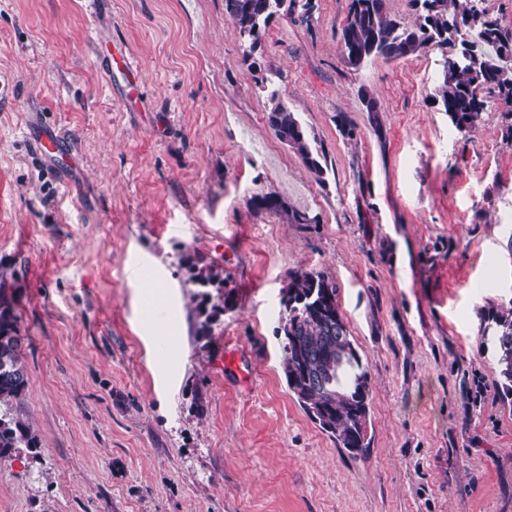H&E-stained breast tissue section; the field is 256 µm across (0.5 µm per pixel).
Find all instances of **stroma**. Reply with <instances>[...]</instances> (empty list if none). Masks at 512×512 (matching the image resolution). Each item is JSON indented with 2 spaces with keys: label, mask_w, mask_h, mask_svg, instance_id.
I'll use <instances>...</instances> for the list:
<instances>
[{
  "label": "stroma",
  "mask_w": 512,
  "mask_h": 512,
  "mask_svg": "<svg viewBox=\"0 0 512 512\" xmlns=\"http://www.w3.org/2000/svg\"><path fill=\"white\" fill-rule=\"evenodd\" d=\"M312 2L309 22L275 18L257 74L224 0H0V294L29 374L13 411L41 442L0 462V512H512V407L480 332L512 300L497 95L459 132L433 101L439 51L347 68L349 0ZM111 40L139 68L137 108L98 65ZM271 88L323 182L270 130ZM38 118L69 181L35 157ZM266 193L312 223L256 209ZM187 255L224 269L205 338ZM300 268L336 280L368 370L364 455L286 384L275 331Z\"/></svg>",
  "instance_id": "stroma-1"
}]
</instances>
